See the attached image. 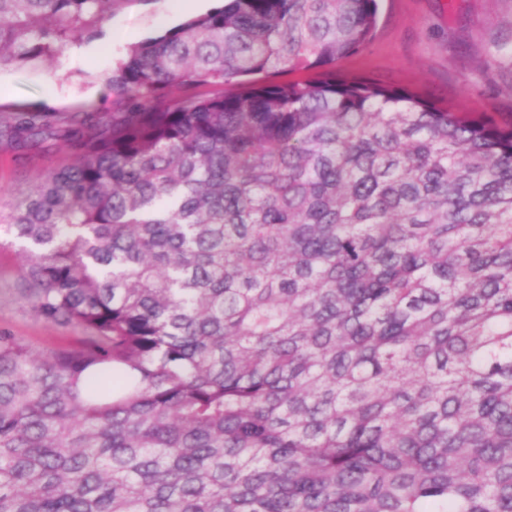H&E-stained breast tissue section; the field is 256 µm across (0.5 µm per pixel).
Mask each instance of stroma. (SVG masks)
I'll use <instances>...</instances> for the list:
<instances>
[{"label": "stroma", "instance_id": "stroma-1", "mask_svg": "<svg viewBox=\"0 0 512 512\" xmlns=\"http://www.w3.org/2000/svg\"><path fill=\"white\" fill-rule=\"evenodd\" d=\"M181 0H117L98 36L60 56L0 71V108L42 104L62 110L111 111L105 78L129 46L187 19ZM512 32V0H380L377 30L360 52L342 60L346 76L403 88L472 118L512 127V96L502 92L512 69H486L501 35ZM0 144V204L28 189L34 175L66 163L55 147L15 164ZM11 250L0 249V330L40 347L75 341L78 331L36 316L16 288Z\"/></svg>", "mask_w": 512, "mask_h": 512}]
</instances>
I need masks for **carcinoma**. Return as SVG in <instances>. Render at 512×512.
Returning <instances> with one entry per match:
<instances>
[{
	"label": "carcinoma",
	"mask_w": 512,
	"mask_h": 512,
	"mask_svg": "<svg viewBox=\"0 0 512 512\" xmlns=\"http://www.w3.org/2000/svg\"><path fill=\"white\" fill-rule=\"evenodd\" d=\"M115 0H0V71ZM379 0H225L112 111L0 113V512H512V129L342 76ZM286 72L307 78L282 80ZM13 156L11 147L2 142L0 144V203L3 210L27 191L34 175L68 161L66 152L58 147L30 155L20 165L15 164ZM14 262L10 249H0V330H9L45 348L82 336L73 327L50 324L36 316L22 299L20 289L15 288L16 277L10 272Z\"/></svg>",
	"instance_id": "1"
}]
</instances>
